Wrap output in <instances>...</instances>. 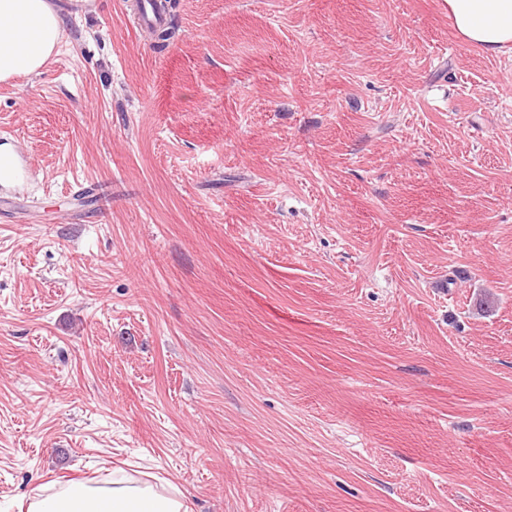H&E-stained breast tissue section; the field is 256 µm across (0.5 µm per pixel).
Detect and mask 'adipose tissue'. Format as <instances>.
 I'll return each instance as SVG.
<instances>
[{
	"label": "adipose tissue",
	"instance_id": "ef3b65f1",
	"mask_svg": "<svg viewBox=\"0 0 512 512\" xmlns=\"http://www.w3.org/2000/svg\"><path fill=\"white\" fill-rule=\"evenodd\" d=\"M464 41L489 54L512 46V0H446ZM62 21L50 0H0V82L38 74L59 46ZM26 512H189L180 497L127 477L41 485Z\"/></svg>",
	"mask_w": 512,
	"mask_h": 512
}]
</instances>
